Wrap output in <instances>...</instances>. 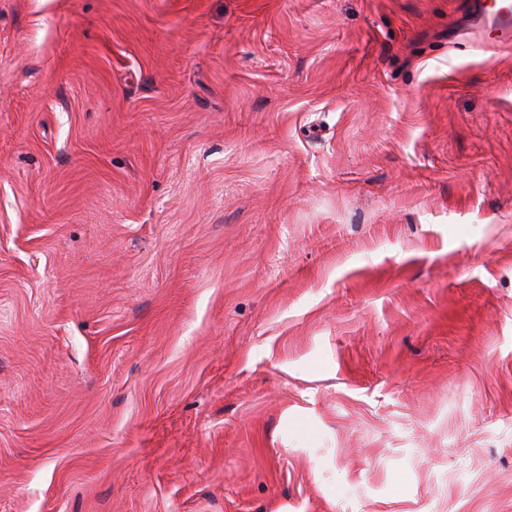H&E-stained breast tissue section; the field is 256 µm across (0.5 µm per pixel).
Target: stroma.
Returning <instances> with one entry per match:
<instances>
[{
	"label": "stroma",
	"mask_w": 512,
	"mask_h": 512,
	"mask_svg": "<svg viewBox=\"0 0 512 512\" xmlns=\"http://www.w3.org/2000/svg\"><path fill=\"white\" fill-rule=\"evenodd\" d=\"M475 2L0 0V512H512Z\"/></svg>",
	"instance_id": "35a3bbf8"
}]
</instances>
